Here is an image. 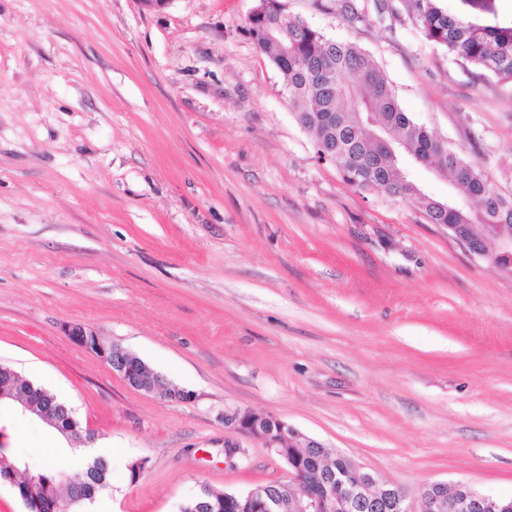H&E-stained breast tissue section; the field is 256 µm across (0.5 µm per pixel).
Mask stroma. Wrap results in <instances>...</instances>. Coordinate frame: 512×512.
<instances>
[{
	"label": "stroma",
	"instance_id": "1",
	"mask_svg": "<svg viewBox=\"0 0 512 512\" xmlns=\"http://www.w3.org/2000/svg\"><path fill=\"white\" fill-rule=\"evenodd\" d=\"M259 0H0V364L112 445L114 512L286 481L224 418L276 416L399 487L512 495V273L320 161L248 33ZM363 48L412 118L512 193V86L427 42L400 0H283ZM491 24L512 0H444ZM81 324L186 400L129 386ZM34 469L52 428L0 408ZM238 443L233 455L225 441ZM146 460L131 477L132 460Z\"/></svg>",
	"mask_w": 512,
	"mask_h": 512
}]
</instances>
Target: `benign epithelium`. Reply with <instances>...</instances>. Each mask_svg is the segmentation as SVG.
Returning <instances> with one entry per match:
<instances>
[{
  "instance_id": "1",
  "label": "benign epithelium",
  "mask_w": 512,
  "mask_h": 512,
  "mask_svg": "<svg viewBox=\"0 0 512 512\" xmlns=\"http://www.w3.org/2000/svg\"><path fill=\"white\" fill-rule=\"evenodd\" d=\"M492 248L470 239L463 229H453L454 238L471 254L490 261L501 270L512 273V226L500 224ZM69 334L83 347L122 370L134 375L135 388L147 393L166 387L140 372L139 363L132 353L117 351L104 343L96 331L82 325L69 327ZM224 423L259 438L283 459L284 440L292 436L301 440V448H321L323 444L300 433L287 422L266 414L246 412L224 416ZM68 439L88 445L94 433L76 423L66 430ZM289 480L281 490L257 486L248 491L245 507L248 512H411L405 504V495L397 487L380 481L372 472L357 466L350 467L338 476H327L320 488L298 492L299 465L288 463ZM420 512H512V500L491 493L480 492L462 482H439L428 486L421 495Z\"/></svg>"
}]
</instances>
